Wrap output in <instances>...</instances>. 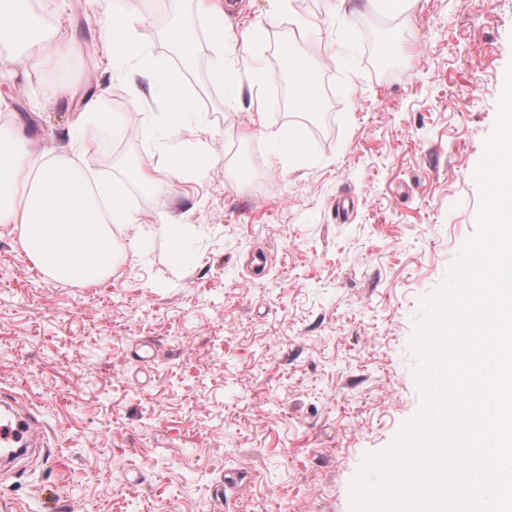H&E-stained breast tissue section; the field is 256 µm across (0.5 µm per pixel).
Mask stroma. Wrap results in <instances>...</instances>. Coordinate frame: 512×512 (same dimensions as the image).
<instances>
[{
	"label": "stroma",
	"instance_id": "1",
	"mask_svg": "<svg viewBox=\"0 0 512 512\" xmlns=\"http://www.w3.org/2000/svg\"><path fill=\"white\" fill-rule=\"evenodd\" d=\"M74 40L0 88V126L69 145L85 102L110 114L83 156L139 222L134 258L91 287L46 277L0 224V391L38 413L56 461L0 466L12 512H351V483L421 405L410 340L422 297L475 228L473 172L512 61V0H419L396 20L336 0H232L216 33L196 0H48ZM120 12L150 55L170 31L187 145L112 78ZM249 33L247 58L218 55ZM326 87L316 120L279 106L282 50ZM223 82H215L216 66ZM250 65L268 74L259 85ZM265 102L263 128L252 98ZM292 130L294 143L279 134ZM165 172L153 188L127 159Z\"/></svg>",
	"mask_w": 512,
	"mask_h": 512
}]
</instances>
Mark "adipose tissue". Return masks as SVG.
I'll list each match as a JSON object with an SVG mask.
<instances>
[{"label": "adipose tissue", "mask_w": 512, "mask_h": 512, "mask_svg": "<svg viewBox=\"0 0 512 512\" xmlns=\"http://www.w3.org/2000/svg\"><path fill=\"white\" fill-rule=\"evenodd\" d=\"M103 35L113 75L144 78V85H133L135 96L158 91L174 116L189 111L169 62L150 57L126 16L111 15ZM67 40L63 27L39 21L32 0H0V85L11 81L16 64L40 69ZM284 61L294 106L318 111L322 91L308 62L289 51ZM83 153L80 144L40 150L0 128V224L15 226L25 255L50 278L88 287L127 260L119 238L136 218L116 191L90 182L82 171Z\"/></svg>", "instance_id": "adipose-tissue-1"}]
</instances>
